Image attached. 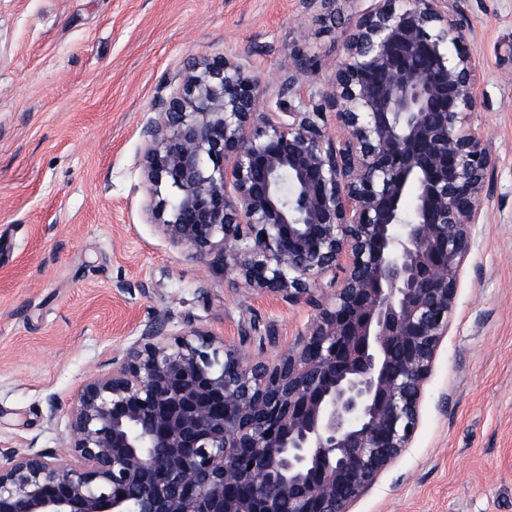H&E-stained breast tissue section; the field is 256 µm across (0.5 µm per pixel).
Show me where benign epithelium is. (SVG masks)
<instances>
[{"label":"benign epithelium","mask_w":512,"mask_h":512,"mask_svg":"<svg viewBox=\"0 0 512 512\" xmlns=\"http://www.w3.org/2000/svg\"><path fill=\"white\" fill-rule=\"evenodd\" d=\"M466 0H375L331 90L195 59L143 127L162 231L314 310L273 364L160 318L88 372L55 448H0V512H351L411 444L495 159ZM170 196L164 197L160 187ZM339 281L323 303L309 280Z\"/></svg>","instance_id":"benign-epithelium-1"}]
</instances>
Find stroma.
<instances>
[{
  "label": "stroma",
  "instance_id": "stroma-1",
  "mask_svg": "<svg viewBox=\"0 0 512 512\" xmlns=\"http://www.w3.org/2000/svg\"><path fill=\"white\" fill-rule=\"evenodd\" d=\"M369 4L0 0V448L58 446L89 369L155 319L212 333L247 362L305 331L306 303L245 292L162 234L141 130L191 57L223 55L268 82L296 54L316 63L304 96L320 97ZM468 15L494 201L415 437L352 512H512V0H469Z\"/></svg>",
  "mask_w": 512,
  "mask_h": 512
}]
</instances>
